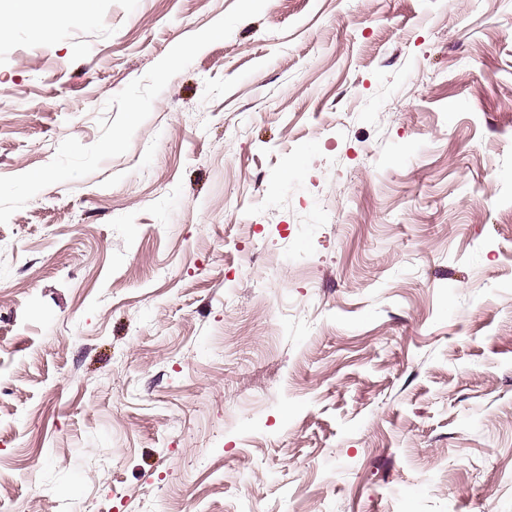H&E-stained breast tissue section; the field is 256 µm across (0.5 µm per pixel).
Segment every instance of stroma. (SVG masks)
Here are the masks:
<instances>
[{
	"label": "stroma",
	"instance_id": "stroma-1",
	"mask_svg": "<svg viewBox=\"0 0 512 512\" xmlns=\"http://www.w3.org/2000/svg\"><path fill=\"white\" fill-rule=\"evenodd\" d=\"M17 2L0 512H512V0Z\"/></svg>",
	"mask_w": 512,
	"mask_h": 512
}]
</instances>
